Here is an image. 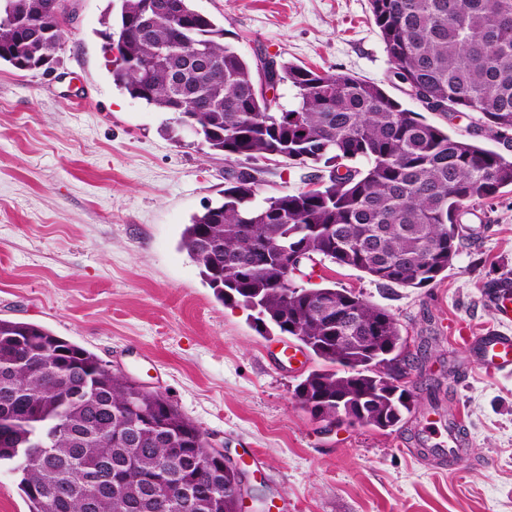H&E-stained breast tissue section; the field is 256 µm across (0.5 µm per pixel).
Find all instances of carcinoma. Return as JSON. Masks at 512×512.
I'll list each match as a JSON object with an SVG mask.
<instances>
[{
    "mask_svg": "<svg viewBox=\"0 0 512 512\" xmlns=\"http://www.w3.org/2000/svg\"><path fill=\"white\" fill-rule=\"evenodd\" d=\"M16 27L0 0V62L51 54L42 40L56 0H25ZM393 76L449 113L477 115L458 137L403 107L375 82L275 62L293 103L269 109L257 58L224 42V26L192 0H120L108 37L121 42L116 86L162 112L182 140L243 163L223 200L185 225L181 247L226 305L250 311L262 335L291 336L320 368L295 397L322 419L341 405L351 424L387 430L414 408L390 373L405 344L385 309L344 288H307L294 272L328 260L384 286L425 288L459 253L468 204L512 187V156L480 144L512 133V0H369ZM191 42L218 59L199 72L169 60ZM274 152L309 167L306 188L254 200ZM357 311L369 340L336 346V320ZM361 394L372 400L357 404ZM205 434L163 395L106 370L102 360L40 325L0 318V466L19 477L28 512H235V475L209 457Z\"/></svg>",
    "mask_w": 512,
    "mask_h": 512,
    "instance_id": "1",
    "label": "carcinoma"
}]
</instances>
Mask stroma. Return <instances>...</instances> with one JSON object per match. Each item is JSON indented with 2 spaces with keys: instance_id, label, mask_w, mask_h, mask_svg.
Masks as SVG:
<instances>
[{
  "instance_id": "obj_1",
  "label": "stroma",
  "mask_w": 512,
  "mask_h": 512,
  "mask_svg": "<svg viewBox=\"0 0 512 512\" xmlns=\"http://www.w3.org/2000/svg\"><path fill=\"white\" fill-rule=\"evenodd\" d=\"M109 0H72L52 72L0 63V318L32 322L145 382L190 418L278 512H512V375L484 372L458 342L498 328L487 286L512 278V189L469 207L471 233L424 288L382 286L318 263L308 288H347L397 321L416 410L391 430L312 418L294 388L318 361H280L286 336L260 335L224 305L180 250L193 215L221 200L234 161L171 139L172 115L112 81ZM244 57L265 52L328 73L391 82L369 0H193ZM260 197L302 188L304 166L265 164ZM461 414L469 462L436 470L407 455Z\"/></svg>"
}]
</instances>
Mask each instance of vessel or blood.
I'll use <instances>...</instances> for the list:
<instances>
[{"label": "vessel or blood", "mask_w": 512, "mask_h": 512, "mask_svg": "<svg viewBox=\"0 0 512 512\" xmlns=\"http://www.w3.org/2000/svg\"><path fill=\"white\" fill-rule=\"evenodd\" d=\"M487 298L497 310L503 326L464 337V346L477 366L511 374L512 333L505 331L504 326L512 322V280L501 279L491 283ZM428 456L433 463L449 461L457 468L466 465L469 459L467 449L453 433L448 436L447 447L429 449Z\"/></svg>", "instance_id": "b4317fda"}]
</instances>
